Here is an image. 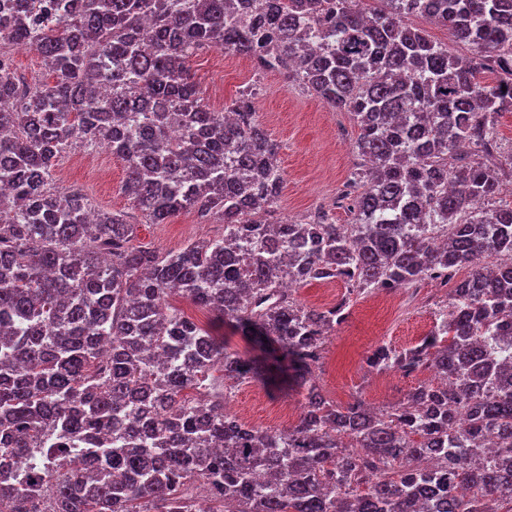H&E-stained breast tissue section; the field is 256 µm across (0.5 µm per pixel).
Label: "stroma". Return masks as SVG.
Masks as SVG:
<instances>
[{
	"label": "stroma",
	"mask_w": 512,
	"mask_h": 512,
	"mask_svg": "<svg viewBox=\"0 0 512 512\" xmlns=\"http://www.w3.org/2000/svg\"><path fill=\"white\" fill-rule=\"evenodd\" d=\"M190 68L206 103L218 111L245 85L257 84V119L277 143L285 172L280 215L299 221L326 205L332 207L337 223L350 222L348 211L335 201L357 161L353 146L359 130L351 113L328 107L313 93L285 82L278 72L255 74L245 60L218 49L197 53ZM52 179L59 187L80 188L97 210L131 215L137 223L134 245L152 251L175 252L224 233L223 225L200 222L187 212L163 224L142 223L122 191L124 165L108 150L94 154L79 147L63 153L52 168ZM447 293V288L429 282L415 303L405 305L388 302L377 292L348 293L339 280L300 286L295 297L310 307H327L346 295L351 298L346 321L331 333L314 371L323 397L337 406L359 398L381 408L402 400L414 387L435 383L437 375L430 368L408 377L387 371L374 379L366 371L365 359L381 344L398 350L416 345L432 330L437 304ZM230 398L232 409L248 425L284 430L297 422L285 411L288 401H300L297 389L247 380L234 384Z\"/></svg>",
	"instance_id": "stroma-1"
}]
</instances>
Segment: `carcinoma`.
<instances>
[{"label": "carcinoma", "mask_w": 512, "mask_h": 512, "mask_svg": "<svg viewBox=\"0 0 512 512\" xmlns=\"http://www.w3.org/2000/svg\"><path fill=\"white\" fill-rule=\"evenodd\" d=\"M355 2L0 0V468L56 436L0 482V512H195L201 488L211 512H512V154L495 131L512 109V0ZM15 45L53 76L22 101ZM207 47L355 117L351 223L270 221L278 145L255 85L205 103L188 61ZM102 144L146 223L188 211L224 234L159 255L131 244L127 214L52 185L59 155ZM460 271L433 330L367 357L443 385L381 409L325 400L312 372L349 299L311 308L284 279L379 292ZM176 291L267 358L229 351ZM284 373L302 388L296 426L225 415L227 381Z\"/></svg>", "instance_id": "cac0c4a2"}]
</instances>
